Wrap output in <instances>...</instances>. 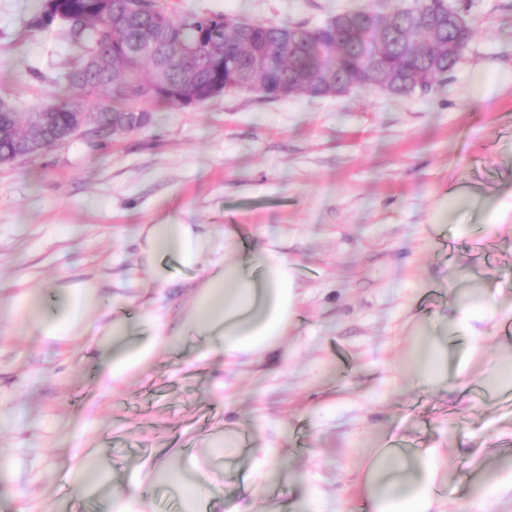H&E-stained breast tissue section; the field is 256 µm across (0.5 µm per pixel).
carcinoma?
Instances as JSON below:
<instances>
[{"label":"carcinoma","instance_id":"carcinoma-1","mask_svg":"<svg viewBox=\"0 0 512 512\" xmlns=\"http://www.w3.org/2000/svg\"><path fill=\"white\" fill-rule=\"evenodd\" d=\"M112 18L99 9L98 0H59L51 6L40 0L31 18V28L51 29L57 23V12L67 16L68 35L78 54L61 84L62 92L48 102L57 112L67 111L74 98L82 100L89 112L100 116V129L90 139L96 147L110 141V125L114 112H140L151 107H177L179 103L166 95L160 83L178 85L188 75L207 85L213 81L208 46L222 44L233 38L235 29L251 26L256 35L253 50L280 58L277 71L268 75L259 93L269 101L288 90V84L305 73L323 78L333 74L354 84H361L368 68L367 47L373 33L356 21L350 28L336 33L313 31L304 23L293 28L297 47L288 52L280 41L288 30L286 23L249 22L224 13H187L176 16L157 0H112ZM444 0H422L419 8L406 11L395 19V33L390 37V52L384 64L402 67L414 74L424 73L439 81L450 74L457 60L435 58L434 48L422 40V21L444 11ZM148 43L154 50L127 65L124 48ZM192 44L191 56H179L176 46ZM112 53V75L95 70L89 63L96 53ZM112 103L100 102L102 96Z\"/></svg>","mask_w":512,"mask_h":512}]
</instances>
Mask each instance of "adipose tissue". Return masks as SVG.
<instances>
[{"mask_svg": "<svg viewBox=\"0 0 512 512\" xmlns=\"http://www.w3.org/2000/svg\"><path fill=\"white\" fill-rule=\"evenodd\" d=\"M237 247L231 230L206 233L193 224H151L143 229L140 255L152 267L156 282H167L168 259L207 274L191 309L165 336L160 333L167 317L164 307L143 313L139 325L151 333L137 337V325L117 315L112 297L95 280L56 285L50 296L38 288L25 290L0 303V322L22 321L50 340L96 335L100 383L105 387L143 366L158 345L174 349L190 336L202 340L209 352L223 355L225 362H241L279 343L299 294L296 270L286 257L268 249L238 259ZM412 365L434 383L446 385L452 377L446 337L422 333ZM441 465L435 448L378 449L362 477L371 512H443L435 493Z\"/></svg>", "mask_w": 512, "mask_h": 512, "instance_id": "ef3b65f1", "label": "adipose tissue"}]
</instances>
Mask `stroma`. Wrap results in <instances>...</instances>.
Returning <instances> with one entry per match:
<instances>
[{
	"label": "stroma",
	"instance_id": "35a3bbf8",
	"mask_svg": "<svg viewBox=\"0 0 512 512\" xmlns=\"http://www.w3.org/2000/svg\"><path fill=\"white\" fill-rule=\"evenodd\" d=\"M177 14L224 12L317 25L339 11L417 0H165ZM475 37L425 96L357 90L268 101L249 92L150 123L104 149L76 139L0 164V300L31 286L95 278L125 285L117 312L159 300L174 329L204 279L172 268L158 289L137 244L144 225L236 230L242 254L275 246L294 265L296 316L274 348L225 365L201 343L158 350L110 389L90 342L0 332V512H108L106 490L76 497V446L114 488L141 465L219 473L224 499L257 512H369L360 476L396 439L437 448L445 512H473L512 470V391L491 387L512 357V222L489 215L512 194V0H466ZM39 0H0V97L22 112L51 100L75 50L63 25L28 23ZM495 80L472 99L475 73ZM499 319L468 358L467 293ZM446 330L461 379L414 380L404 362L419 326ZM223 389H215V381ZM232 455L213 453L224 433ZM271 465L249 492L255 452Z\"/></svg>",
	"mask_w": 512,
	"mask_h": 512
}]
</instances>
